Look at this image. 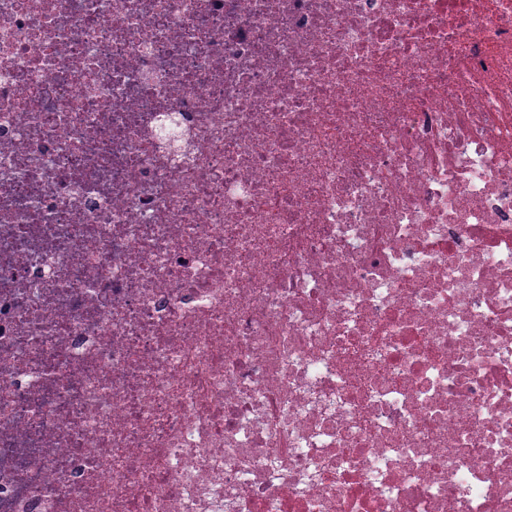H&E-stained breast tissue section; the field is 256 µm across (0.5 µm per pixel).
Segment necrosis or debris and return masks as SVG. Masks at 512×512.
I'll use <instances>...</instances> for the list:
<instances>
[{"mask_svg": "<svg viewBox=\"0 0 512 512\" xmlns=\"http://www.w3.org/2000/svg\"><path fill=\"white\" fill-rule=\"evenodd\" d=\"M0 512H512V0H0Z\"/></svg>", "mask_w": 512, "mask_h": 512, "instance_id": "4bbe7bcc", "label": "necrosis or debris"}]
</instances>
